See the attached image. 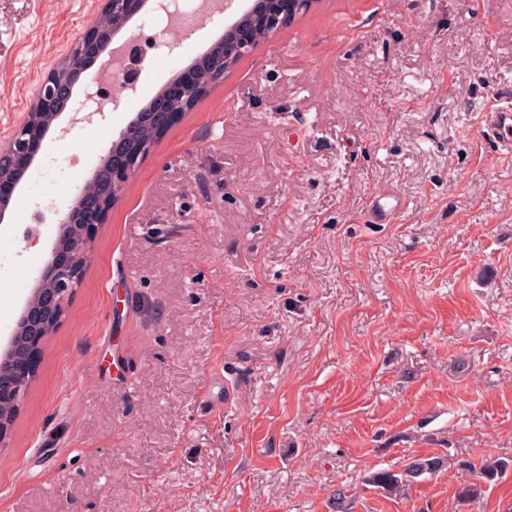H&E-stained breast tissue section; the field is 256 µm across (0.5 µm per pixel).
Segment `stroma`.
I'll return each mask as SVG.
<instances>
[{"mask_svg": "<svg viewBox=\"0 0 512 512\" xmlns=\"http://www.w3.org/2000/svg\"><path fill=\"white\" fill-rule=\"evenodd\" d=\"M101 0H0V140ZM141 65L138 98L60 116L5 214L0 350L119 131L238 18ZM512 0H312L176 118L94 235L0 441V512H512L454 466L512 457ZM407 203L367 224L372 194ZM224 367L227 402L201 389ZM346 501L337 504V491ZM512 93L501 90L493 94L492 100L481 114V128L495 142L501 156L512 157ZM447 464L448 460L442 457L418 458L406 465L400 473L391 470L378 471L366 476L364 482L393 496L404 490L413 479L435 473Z\"/></svg>", "mask_w": 512, "mask_h": 512, "instance_id": "obj_1", "label": "stroma"}]
</instances>
